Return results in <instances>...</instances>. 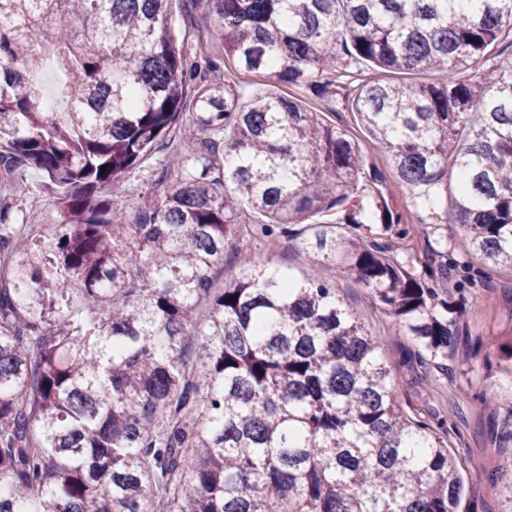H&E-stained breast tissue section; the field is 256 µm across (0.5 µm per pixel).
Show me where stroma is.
I'll return each mask as SVG.
<instances>
[{"instance_id":"1","label":"stroma","mask_w":512,"mask_h":512,"mask_svg":"<svg viewBox=\"0 0 512 512\" xmlns=\"http://www.w3.org/2000/svg\"><path fill=\"white\" fill-rule=\"evenodd\" d=\"M172 10L174 32L184 38L197 61L211 60L244 96L273 93L300 100L310 111L323 113L345 129L371 173L394 186L396 177L388 153L363 130L351 109L348 95L357 85V77L340 79L323 97L302 82L282 83L267 72L241 70L225 57L214 33L213 17L194 10L190 0H174ZM427 193V187L421 186L396 189L392 197V207L408 220L410 229L399 258L421 271L432 262L435 251L447 244L453 246L457 265L437 289L454 306L458 350L440 362H426L416 383H409L410 373L401 365L402 360H414L416 343L402 323L386 313L370 288L330 264L316 262L293 237L281 242L271 258L274 264L296 271L317 267L324 279L336 282L360 323L383 342L387 358L396 365L395 375L405 378L403 395L410 410L445 422L448 451L458 459L468 485L462 512H505L503 488L512 480V443L500 441L499 427L512 403V376L499 372L497 344L512 336V271L485 267L479 255L466 252L460 225H449L447 240H440L427 211L415 205L416 199ZM468 273L477 275L476 285L464 286ZM471 348L478 350L477 360L467 359Z\"/></svg>"}]
</instances>
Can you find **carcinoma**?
Returning a JSON list of instances; mask_svg holds the SVG:
<instances>
[{
	"mask_svg": "<svg viewBox=\"0 0 512 512\" xmlns=\"http://www.w3.org/2000/svg\"><path fill=\"white\" fill-rule=\"evenodd\" d=\"M171 2L0 0V512H457L444 422L408 414L336 284L243 254L212 291L244 229L308 228L304 251L370 288L419 359H442L455 321L431 281L448 265L400 262L403 215L345 132L275 94L242 100L175 38ZM447 2L194 0L245 71L318 94L363 63L395 75L357 86L361 126L403 187L452 167L466 250L512 270V62L487 60L512 0L452 16ZM49 55L62 112L32 83ZM159 152L131 211L98 197ZM31 164L53 224L12 222Z\"/></svg>",
	"mask_w": 512,
	"mask_h": 512,
	"instance_id": "obj_1",
	"label": "carcinoma"
}]
</instances>
